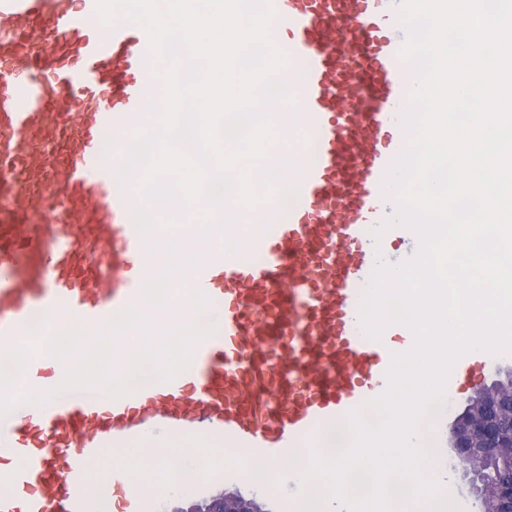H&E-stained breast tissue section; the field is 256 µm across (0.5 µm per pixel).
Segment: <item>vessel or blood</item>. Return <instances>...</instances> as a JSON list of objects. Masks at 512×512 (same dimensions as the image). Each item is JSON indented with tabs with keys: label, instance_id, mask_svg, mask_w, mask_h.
Here are the masks:
<instances>
[{
	"label": "vessel or blood",
	"instance_id": "vessel-or-blood-1",
	"mask_svg": "<svg viewBox=\"0 0 512 512\" xmlns=\"http://www.w3.org/2000/svg\"><path fill=\"white\" fill-rule=\"evenodd\" d=\"M399 2L273 0L315 157L293 166L295 194L249 252L216 249L187 271L192 295L220 306L192 365L118 398L66 390L14 407L0 512H84L82 461L121 443L153 456L155 430L275 458L384 393L390 350L355 311L379 252L418 239L387 223L413 82ZM147 53L144 29H101L95 0H0V356L50 315L92 335L153 278L106 160L157 84ZM27 366L37 388L67 372Z\"/></svg>",
	"mask_w": 512,
	"mask_h": 512
}]
</instances>
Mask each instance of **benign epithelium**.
I'll use <instances>...</instances> for the list:
<instances>
[{
	"mask_svg": "<svg viewBox=\"0 0 512 512\" xmlns=\"http://www.w3.org/2000/svg\"><path fill=\"white\" fill-rule=\"evenodd\" d=\"M454 468L469 479L481 512H512V371L482 389L451 432ZM175 512H260L259 503L223 491Z\"/></svg>",
	"mask_w": 512,
	"mask_h": 512,
	"instance_id": "obj_1",
	"label": "benign epithelium"
}]
</instances>
